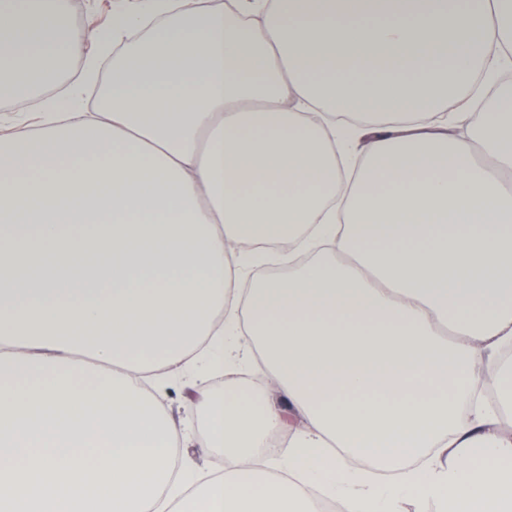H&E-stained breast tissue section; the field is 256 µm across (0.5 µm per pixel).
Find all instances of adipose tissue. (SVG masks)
I'll return each mask as SVG.
<instances>
[{"mask_svg":"<svg viewBox=\"0 0 512 512\" xmlns=\"http://www.w3.org/2000/svg\"><path fill=\"white\" fill-rule=\"evenodd\" d=\"M0 0V101L124 45L94 115L0 139V512H512V0H139L75 32ZM98 55H85L86 44ZM288 245L287 275L241 292ZM249 336L273 390L157 399ZM395 470L389 491L368 463ZM159 399L174 423L195 437V443L184 448L179 466L184 480L190 484L209 474L224 471L227 466L224 453L204 447L200 412L197 404L194 406L184 396L179 380L171 378Z\"/></svg>","mask_w":512,"mask_h":512,"instance_id":"1","label":"adipose tissue"}]
</instances>
